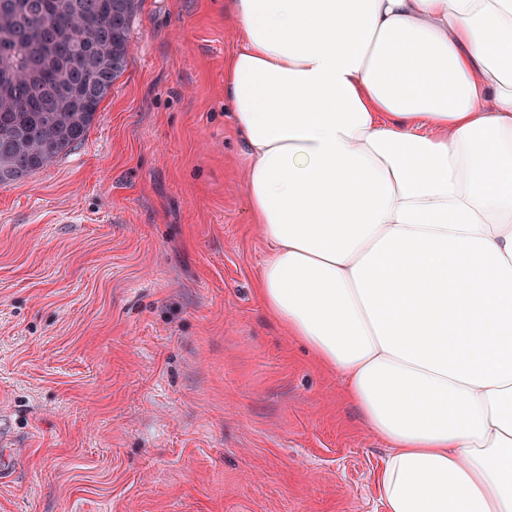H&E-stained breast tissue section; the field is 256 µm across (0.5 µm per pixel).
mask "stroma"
Instances as JSON below:
<instances>
[{"label":"stroma","instance_id":"1","mask_svg":"<svg viewBox=\"0 0 512 512\" xmlns=\"http://www.w3.org/2000/svg\"><path fill=\"white\" fill-rule=\"evenodd\" d=\"M224 0H140L85 140L0 185V512H383L385 444L254 292Z\"/></svg>","mask_w":512,"mask_h":512}]
</instances>
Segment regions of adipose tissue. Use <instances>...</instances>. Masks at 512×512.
<instances>
[{"label": "adipose tissue", "mask_w": 512, "mask_h": 512, "mask_svg": "<svg viewBox=\"0 0 512 512\" xmlns=\"http://www.w3.org/2000/svg\"><path fill=\"white\" fill-rule=\"evenodd\" d=\"M268 313L384 512H512V0H225Z\"/></svg>", "instance_id": "1"}]
</instances>
